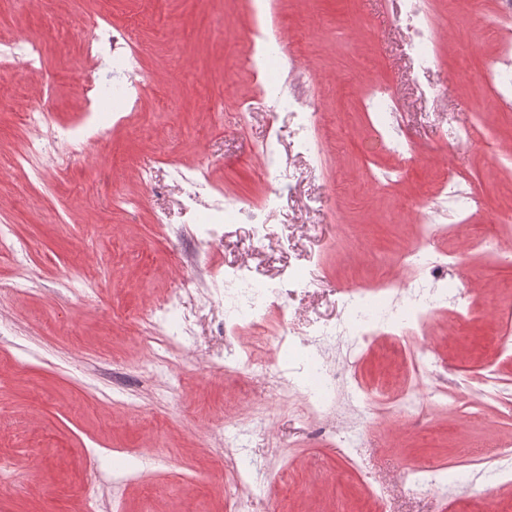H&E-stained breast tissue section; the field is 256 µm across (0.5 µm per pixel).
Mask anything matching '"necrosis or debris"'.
I'll return each instance as SVG.
<instances>
[{
    "label": "necrosis or debris",
    "mask_w": 512,
    "mask_h": 512,
    "mask_svg": "<svg viewBox=\"0 0 512 512\" xmlns=\"http://www.w3.org/2000/svg\"><path fill=\"white\" fill-rule=\"evenodd\" d=\"M265 3L266 0H251L254 26L247 61L253 69L270 67L273 59L286 52L283 40L269 41L260 28ZM395 3L398 32L411 61L423 70L435 68L440 59V35L429 15V0H395ZM85 53L91 61L106 60L112 78V102L119 111L136 109L148 90L138 78L140 51L128 31L114 27L106 18L94 19L85 39ZM17 63L23 64L31 80L44 87L50 86L41 41L20 37L1 44L0 66ZM480 79L490 87L493 104L512 106V37L500 36L497 56L481 72ZM309 85V78L298 69L279 70L249 99L248 107L264 111L273 118L285 109L294 114L299 124L313 123L317 103L309 93ZM364 103L373 113V132L397 159L391 170L369 176L370 184L382 191L393 181L402 180L409 165L419 161L420 156L400 128L398 115L401 108L387 82L379 79L368 82ZM19 121L26 137L11 158L10 167H27L37 176L42 168L63 161V141L48 108L28 106L20 112ZM484 207V201L465 188L456 174H448L431 193L410 206L418 216V237L394 258L393 263L411 269V277L404 279L385 271L372 284H350L342 291L340 317L336 322L318 325L313 339L302 338L289 324H282L281 339L310 351L309 360H293L284 369L261 356L265 345V318L272 308L284 305L292 291L308 287L309 282L302 276L291 277L276 287L253 277L247 267H237L230 288L224 291L225 319L218 333L222 336L247 333L251 342L225 359L209 361V369L243 383L257 374L276 380L289 406L303 416L313 420L345 421L343 434L352 448L356 447L361 435L360 423L373 410L376 398H384L391 404L395 416L421 414L422 390H429L431 397L438 399L444 395L441 387L427 385L426 365L433 354L432 349L417 351L415 359L405 365L398 386L384 384L374 391L363 386L356 377L360 349L363 343L387 330L395 336L416 332L432 334L434 327L429 303L438 293L436 279L446 275L449 265L460 259L457 252L432 249L437 220L446 211H453L458 220L449 230L459 237L465 235L474 213ZM200 295L201 273L196 270L138 315L137 321L145 329L142 343L153 342L154 331L163 329L171 317L177 321L182 335H192L193 323L187 306ZM224 462L230 475L227 487L237 512H250L252 498L249 491L253 474L247 456L237 444L229 443L224 448Z\"/></svg>",
    "instance_id": "4bbe7bcc"
}]
</instances>
